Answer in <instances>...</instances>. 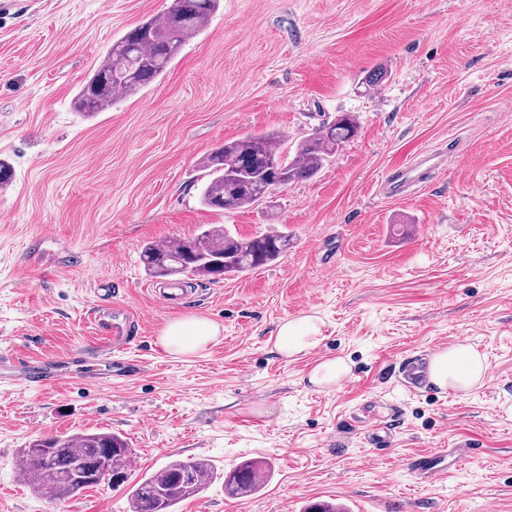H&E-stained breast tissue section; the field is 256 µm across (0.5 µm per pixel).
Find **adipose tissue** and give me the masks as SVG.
<instances>
[{"mask_svg":"<svg viewBox=\"0 0 512 512\" xmlns=\"http://www.w3.org/2000/svg\"><path fill=\"white\" fill-rule=\"evenodd\" d=\"M218 334L219 327L211 320L188 316L169 321L159 342L169 353L191 356L205 350ZM321 342L320 318L302 315L279 325L274 348L280 356L293 361L317 349ZM488 372L485 357L465 341L436 352L429 365L431 381L453 391L472 388L482 382Z\"/></svg>","mask_w":512,"mask_h":512,"instance_id":"ef3b65f1","label":"adipose tissue"}]
</instances>
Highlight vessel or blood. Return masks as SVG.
<instances>
[{"mask_svg": "<svg viewBox=\"0 0 512 512\" xmlns=\"http://www.w3.org/2000/svg\"><path fill=\"white\" fill-rule=\"evenodd\" d=\"M448 163L447 151L435 149L416 155L409 163L394 167L387 173L383 194L388 198L406 197L415 193L426 182L428 175L443 169ZM136 319L126 309H113L111 334L103 347L84 349L79 353L57 354L44 358L18 359L7 353H0V383L7 382L27 390H43L62 382L94 384L101 377L113 380H127L135 376L139 360L127 358L132 338L131 330ZM426 355H418L401 362L400 383L405 390L417 392L427 386ZM110 365L108 373H101L98 362ZM466 446L454 451L439 449L414 458L411 473L417 483L429 484L444 470L447 455L462 458Z\"/></svg>", "mask_w": 512, "mask_h": 512, "instance_id": "obj_1", "label": "vessel or blood"}]
</instances>
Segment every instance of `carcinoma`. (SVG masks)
Instances as JSON below:
<instances>
[{
	"mask_svg": "<svg viewBox=\"0 0 512 512\" xmlns=\"http://www.w3.org/2000/svg\"><path fill=\"white\" fill-rule=\"evenodd\" d=\"M218 6L219 0H172L161 17L136 26L112 44L93 75L83 83L75 100L76 110L86 115L102 112L113 102L148 87L167 72L182 47L205 28ZM358 130L354 116L342 113L304 136L283 164V139L276 133L227 141L199 162L208 177L202 203L222 211L228 198L234 210L251 207L267 196L272 181L287 186L315 175ZM287 250V236L275 229L249 239L210 229L172 246L147 243L142 256L147 270L156 278L192 274L216 282L226 275L265 266ZM94 451L107 460L112 485L128 481L126 470L118 465L130 456L124 439L112 433L77 432L37 439L21 449L26 483L39 491H50L56 498L76 495L87 489L80 478L81 464ZM214 476V469L203 460L170 464L131 488V512H172L175 505L197 495ZM264 478V468L246 463L225 475L224 487L232 494L249 493L260 487Z\"/></svg>",
	"mask_w": 512,
	"mask_h": 512,
	"instance_id": "cac0c4a2",
	"label": "carcinoma"
}]
</instances>
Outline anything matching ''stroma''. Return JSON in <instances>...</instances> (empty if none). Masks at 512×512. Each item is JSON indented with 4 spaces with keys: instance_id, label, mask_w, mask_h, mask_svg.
<instances>
[{
    "instance_id": "stroma-1",
    "label": "stroma",
    "mask_w": 512,
    "mask_h": 512,
    "mask_svg": "<svg viewBox=\"0 0 512 512\" xmlns=\"http://www.w3.org/2000/svg\"><path fill=\"white\" fill-rule=\"evenodd\" d=\"M172 0H6L0 7V349L46 357L103 342L104 314L134 312L142 375L42 391L0 384V512H131L127 486L54 500L15 481L34 439L102 430L127 438L137 482L173 462L208 461L215 482L174 512H512V0H220L206 29L137 95L90 116L74 108L112 42ZM384 70L373 90L363 82ZM357 136L312 178L246 209L203 206L200 159L251 133L285 150L336 113ZM448 165L413 196L378 192L427 149ZM251 238L278 229L277 261L216 283L179 277L161 308L142 247L215 226ZM108 272L111 294L94 289ZM322 321L315 354L274 349L279 323ZM200 316L218 339L193 356L158 343ZM468 341L490 377L465 392L398 383L401 357ZM351 381L318 388L316 358ZM383 404L387 448L357 415ZM469 455L431 484L412 456L455 444ZM267 465L228 496L223 473Z\"/></svg>"
}]
</instances>
